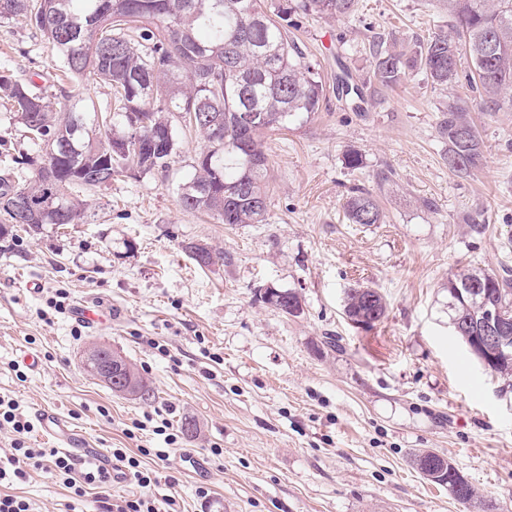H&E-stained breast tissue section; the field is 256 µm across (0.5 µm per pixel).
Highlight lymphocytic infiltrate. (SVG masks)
<instances>
[{"label": "lymphocytic infiltrate", "instance_id": "lymphocytic-infiltrate-1", "mask_svg": "<svg viewBox=\"0 0 512 512\" xmlns=\"http://www.w3.org/2000/svg\"><path fill=\"white\" fill-rule=\"evenodd\" d=\"M2 426L9 428L14 438L7 463L0 466V512H31L30 503L14 493L13 487L25 480L32 468L54 475L75 497L94 496L98 512H175L171 507L161 508L151 493L156 481L153 472L143 468L140 460L126 449H113L112 457L122 464L124 477L139 487V494L132 496L113 494L112 472L106 466L90 462L81 468L70 455L56 449L27 446L25 436L32 430L30 421L14 399L0 396Z\"/></svg>", "mask_w": 512, "mask_h": 512}]
</instances>
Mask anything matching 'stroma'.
<instances>
[{"mask_svg":"<svg viewBox=\"0 0 512 512\" xmlns=\"http://www.w3.org/2000/svg\"><path fill=\"white\" fill-rule=\"evenodd\" d=\"M292 37L326 89L321 112L268 137L269 219L224 224L186 210L203 141L179 130L166 173L124 174L80 192L86 223L0 246V396L27 416L61 414L96 455L162 447L135 422L168 420L188 454L178 474L155 456L152 494L178 512H466L430 484L411 454L450 458L479 490L483 512H512V392L500 391L448 324L451 272L512 266V109L473 108L483 165L459 176L443 160L439 107L465 89H434L423 74L377 92L368 40L449 31L441 0H359L345 19L292 14ZM348 69L364 99L336 94ZM57 53L28 22H0V72L42 83ZM14 113L0 106V173L33 151ZM362 168L346 166L350 150ZM389 169L395 185L377 186ZM378 190L382 224L349 223L350 187ZM483 212L476 231L470 217ZM203 243L223 263L203 269L184 247ZM379 289L382 322L352 326L344 291ZM297 292L291 317L265 304L267 288ZM86 305L94 324L59 314L57 292ZM341 339L342 351L323 345ZM92 342L133 362L154 390L146 400L112 392L82 362ZM42 359L40 371L23 362ZM191 418L189 439L181 423ZM208 496H200V488ZM20 492L34 512H66L65 488L30 471Z\"/></svg>","mask_w":512,"mask_h":512,"instance_id":"obj_1","label":"stroma"}]
</instances>
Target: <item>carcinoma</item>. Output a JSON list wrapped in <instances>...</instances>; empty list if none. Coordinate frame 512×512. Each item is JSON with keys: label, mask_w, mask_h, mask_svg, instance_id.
Instances as JSON below:
<instances>
[{"label": "carcinoma", "mask_w": 512, "mask_h": 512, "mask_svg": "<svg viewBox=\"0 0 512 512\" xmlns=\"http://www.w3.org/2000/svg\"><path fill=\"white\" fill-rule=\"evenodd\" d=\"M0 0V21L23 17L52 43L64 73L78 79L94 76L111 87L113 106L96 117L70 106L64 88L39 87L0 74L3 105L17 113L37 146L21 164L37 170L31 186L0 177V240L27 234L45 224L59 227L83 222L84 211L72 190L99 187L102 173H152L169 170L178 139L169 116L200 134L204 147L191 180L179 188L181 205L216 216L224 224H264L268 219L270 133L304 123L322 107L325 87L304 53L288 37V14L314 12L345 18L357 0ZM451 32L415 39L402 47L373 37V76L382 88L398 86L408 71L423 73L433 87L458 84L475 92L480 109L498 112L502 92L512 87V0H445ZM217 112L221 130L209 121ZM255 113L254 123L246 114ZM439 136L448 144L449 168L467 173L483 157V140L467 101L458 98L439 109ZM104 130L100 138L92 131ZM169 135L172 149L158 153L148 135ZM118 144L121 151H110ZM67 149L64 156L84 162L72 170L62 159L45 164L47 146ZM23 197L43 203L38 210L14 205ZM345 213L352 224H382L385 214L377 194L351 189ZM189 257L201 267L224 260L223 253L192 243ZM474 289L466 291L462 285ZM448 318L462 341L492 334L504 353L488 370L512 389V269L500 272L464 269L448 276ZM277 310L294 316L301 299L281 291ZM496 304L502 318L487 332L488 309ZM344 314L355 325L373 326L387 312L383 294L368 285L345 290ZM423 478L450 486L448 494L464 507L479 498L457 466L429 449L413 454Z\"/></svg>", "instance_id": "1"}]
</instances>
